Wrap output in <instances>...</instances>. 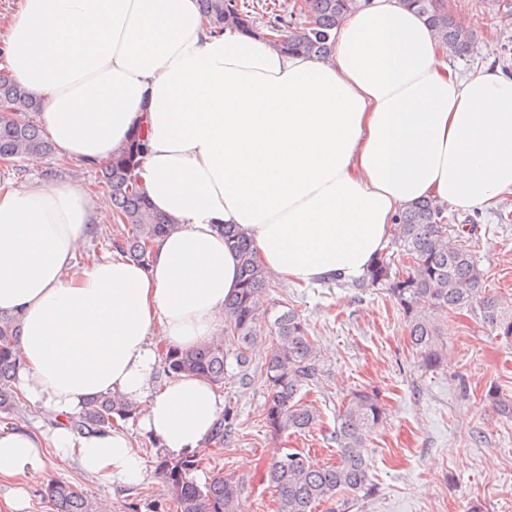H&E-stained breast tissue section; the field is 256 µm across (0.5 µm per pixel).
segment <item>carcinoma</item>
I'll return each mask as SVG.
<instances>
[{"label": "carcinoma", "mask_w": 512, "mask_h": 512, "mask_svg": "<svg viewBox=\"0 0 512 512\" xmlns=\"http://www.w3.org/2000/svg\"><path fill=\"white\" fill-rule=\"evenodd\" d=\"M426 16L442 41L457 55L469 53L474 34L453 21L444 0H408ZM200 8L214 28H238L246 33L275 34L287 53L327 56L334 45L332 31L358 0H302L289 14L274 15L265 24L241 9L238 0H199ZM41 104L12 75L0 71V157L20 162L28 157L50 155L52 144L33 121ZM148 138L139 128L112 160L102 167V182L112 205L116 230L108 238L109 249L146 265L150 246L169 228L139 191L136 170L147 151ZM450 225L444 209L422 200L396 217V252L381 253L364 273L363 281L391 295L408 322L412 348L422 366H437L441 344L438 318L448 313L477 307L483 328L489 334L512 342V298L481 293L483 274L473 255L450 244ZM225 243L240 263L239 288L224 303V337L190 349L169 346L164 352L166 375L191 374L224 386L227 368L249 363V351L258 336H268L271 352L261 369L267 399L263 408L265 426L275 435L302 433L318 421L315 405L299 397L301 389L313 384L319 374L318 340L313 329L292 308L261 311L258 299L272 287V275L258 260L251 240L232 224L219 227ZM18 318L0 313V414L13 415L23 398L15 387L19 363L14 346L19 339ZM498 414L512 418V400L492 388L486 394ZM140 406L119 393L96 395L70 421L71 430L94 433L110 429L117 420L137 418ZM383 418V405L374 390L357 389L341 402L333 441L338 448L336 463L318 466L300 451L288 452L269 466L277 512H347L359 501L375 494L369 478L367 443ZM236 410L228 406L213 428L208 444L224 447L231 436ZM202 455L193 451L179 458L157 455V467L175 504V512H244L239 483L215 475L200 485L194 478ZM44 498L52 512H93L87 497L64 482L50 483Z\"/></svg>", "instance_id": "cac0c4a2"}]
</instances>
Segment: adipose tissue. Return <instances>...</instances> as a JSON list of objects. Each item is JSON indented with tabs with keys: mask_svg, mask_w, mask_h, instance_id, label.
Returning <instances> with one entry per match:
<instances>
[{
	"mask_svg": "<svg viewBox=\"0 0 512 512\" xmlns=\"http://www.w3.org/2000/svg\"><path fill=\"white\" fill-rule=\"evenodd\" d=\"M327 58L215 32L198 0H22L0 59L42 102L58 157L109 161L147 129L139 186L171 229L142 267L112 251L79 260L103 218L81 187L0 186V312L20 321L25 400L74 416L118 391L169 456L202 448L224 401L206 380L155 387L164 344L213 336L238 283L217 227L232 224L277 276L301 285L356 277L383 252L403 208L431 199L482 209L512 192V78L462 80L405 0H361ZM135 486L126 432L0 429V512H25L48 455Z\"/></svg>",
	"mask_w": 512,
	"mask_h": 512,
	"instance_id": "adipose-tissue-1",
	"label": "adipose tissue"
}]
</instances>
